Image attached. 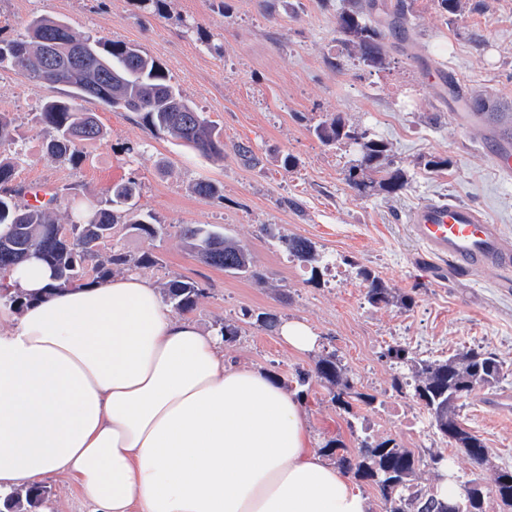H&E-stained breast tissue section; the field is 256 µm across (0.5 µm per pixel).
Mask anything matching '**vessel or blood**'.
<instances>
[{
	"mask_svg": "<svg viewBox=\"0 0 512 512\" xmlns=\"http://www.w3.org/2000/svg\"><path fill=\"white\" fill-rule=\"evenodd\" d=\"M409 232L429 254L475 271L488 265L512 271V239L488 223L476 207L459 202L426 201L407 215Z\"/></svg>",
	"mask_w": 512,
	"mask_h": 512,
	"instance_id": "vessel-or-blood-1",
	"label": "vessel or blood"
}]
</instances>
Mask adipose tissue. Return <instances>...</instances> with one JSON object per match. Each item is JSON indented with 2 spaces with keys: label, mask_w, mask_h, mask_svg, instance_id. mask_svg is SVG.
Returning <instances> with one entry per match:
<instances>
[{
  "label": "adipose tissue",
  "mask_w": 512,
  "mask_h": 512,
  "mask_svg": "<svg viewBox=\"0 0 512 512\" xmlns=\"http://www.w3.org/2000/svg\"><path fill=\"white\" fill-rule=\"evenodd\" d=\"M0 331V492L73 478L91 512H370L303 403L128 274L61 289L39 259Z\"/></svg>",
  "instance_id": "ef3b65f1"
}]
</instances>
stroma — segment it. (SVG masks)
Instances as JSON below:
<instances>
[{
  "label": "stroma",
  "instance_id": "35a3bbf8",
  "mask_svg": "<svg viewBox=\"0 0 512 512\" xmlns=\"http://www.w3.org/2000/svg\"><path fill=\"white\" fill-rule=\"evenodd\" d=\"M412 29L394 40L386 70L375 72L356 57L337 61L336 10L340 0H0V38L25 32L48 16L77 32L140 45L173 83L224 133V159L204 158L146 125L133 112L88 104L105 131L86 145L87 159L71 168L44 152L46 134L33 119L41 104L62 96L63 86L33 84L0 67V112L18 127L21 159L15 182L51 190L78 186L91 200L113 184H139L140 212L165 225L150 242L132 230L116 241L129 254L153 251L156 264L139 268L154 287L180 276L205 293L190 318L206 333L234 322L242 334L225 349L233 361L259 367L295 390L296 369H313L318 356L336 351L358 392L373 403L352 412L332 402L327 385L311 379L303 402L316 448L337 439L357 455L360 440L391 438L420 456L416 482L439 480L430 457L449 456L460 481L479 479L492 489L500 468L512 467V288L495 267L460 272L453 263L421 253L406 224L408 212L427 200H456L480 208L512 238V178L494 165L499 140L491 126L461 118L457 94L488 91L512 103V0H463L447 19L431 0H407ZM441 80L427 81L430 71ZM456 91H449V83ZM334 116L386 139L411 180L390 196L360 194L345 182L353 149L329 147L313 133ZM244 143L252 158L240 157ZM451 164L429 171V156ZM291 166H284V159ZM206 181L220 193L205 198L193 187ZM181 224H208L244 245L256 278L232 276L194 258L177 234ZM281 234L312 241L317 261L290 258ZM378 273L413 304L374 307L358 269ZM278 322L299 320L314 331L313 351L285 345L278 330L259 327L255 314ZM402 346L412 356L441 358L470 347L494 351L502 363L498 386L477 387L459 401L460 416L486 442L485 464L472 463L423 420L412 433L389 412L422 408L398 390V369L385 357Z\"/></svg>",
  "mask_w": 512,
  "mask_h": 512
}]
</instances>
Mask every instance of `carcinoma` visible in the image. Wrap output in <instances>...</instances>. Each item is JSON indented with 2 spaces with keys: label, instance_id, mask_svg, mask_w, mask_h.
Wrapping results in <instances>:
<instances>
[{
  "label": "carcinoma",
  "instance_id": "cac0c4a2",
  "mask_svg": "<svg viewBox=\"0 0 512 512\" xmlns=\"http://www.w3.org/2000/svg\"><path fill=\"white\" fill-rule=\"evenodd\" d=\"M409 23L406 0L383 6L378 0H344L336 16V31L345 51L355 50L366 66L381 69L390 52L389 33L404 31ZM51 40L59 41V45L49 64L44 55ZM3 63L23 73L36 87L51 84L68 88L66 97L46 100L37 115L38 124L47 134L45 154L56 163L79 165L85 158L83 145L104 137L95 115L82 107L89 101L112 112H136L153 130L202 157H224V136L193 100L171 83L161 63L135 45L79 34L59 19L41 16L29 23L24 36L0 40V65ZM459 102L475 120L502 126V139H512V113L498 98L462 95ZM314 133L325 145L344 142L357 149V163L345 175L351 189L396 195L405 188L407 175L395 165L384 140L340 117L318 124ZM14 144V119L10 113L0 112V226L6 225V231L0 234V306L21 309L30 302L10 287L7 274L12 266L32 255L53 267L62 288L92 286L96 279L110 277L116 271H133L155 263L150 252L134 257L115 245L106 247L120 222L149 241L162 233V225L152 223L151 215L136 208L137 181L114 184L95 197L89 213L71 206L61 219V201L75 200V188L46 192L34 205L24 200L27 192L13 185L17 157L6 154V148ZM177 233L202 263L232 275L256 276L250 252L227 234L204 224H180ZM280 241L297 260H315L310 240L283 236ZM88 269L96 278H86ZM357 276L367 283L369 304H411V297H399L371 272L361 269ZM203 292L198 283L187 279L175 277L163 284L165 301L180 315L192 312ZM384 356L409 367L412 397L427 411L435 433L481 464L480 458L488 448L461 419L457 402L480 385L493 387L499 382L502 364L498 357L488 350L470 348L442 359L416 360L401 347L387 349ZM313 374L329 385L332 401L345 412L352 407L353 398L361 397L334 352L321 355L312 374L296 370L295 382L303 387ZM337 462L359 480L378 488L383 512H448L450 506L455 512H512V469L508 467L497 472L492 492L472 479L461 485L456 498L444 501L433 492H417L414 480L420 458L391 439L374 443L364 440L357 458L341 455ZM46 495L47 487L41 484L5 492L0 495V512H39Z\"/></svg>",
  "mask_w": 512,
  "mask_h": 512
}]
</instances>
